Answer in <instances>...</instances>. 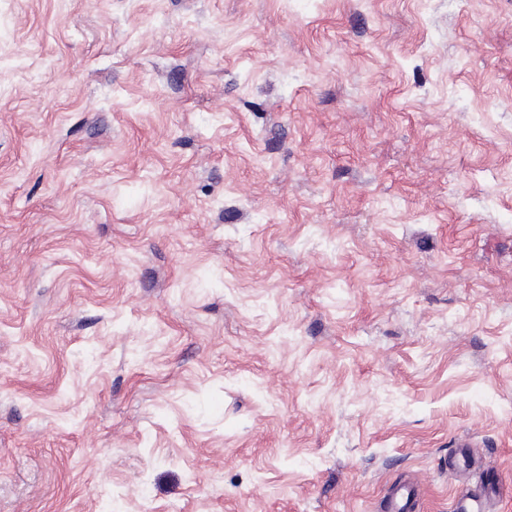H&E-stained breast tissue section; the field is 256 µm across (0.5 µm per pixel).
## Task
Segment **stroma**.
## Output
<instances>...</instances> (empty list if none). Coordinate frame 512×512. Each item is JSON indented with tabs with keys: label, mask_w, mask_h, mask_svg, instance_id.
Returning <instances> with one entry per match:
<instances>
[{
	"label": "stroma",
	"mask_w": 512,
	"mask_h": 512,
	"mask_svg": "<svg viewBox=\"0 0 512 512\" xmlns=\"http://www.w3.org/2000/svg\"><path fill=\"white\" fill-rule=\"evenodd\" d=\"M490 470L512 512V0H0V512Z\"/></svg>",
	"instance_id": "1"
}]
</instances>
